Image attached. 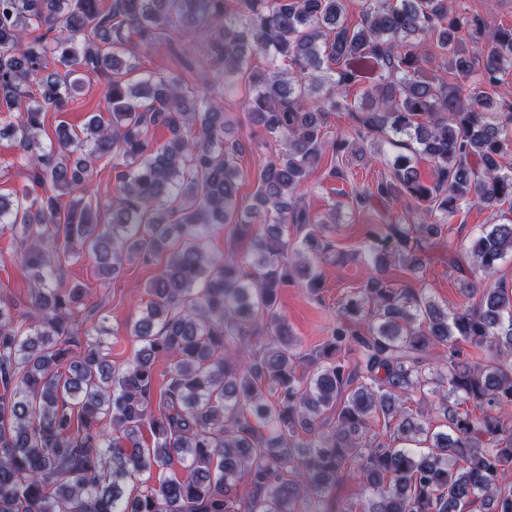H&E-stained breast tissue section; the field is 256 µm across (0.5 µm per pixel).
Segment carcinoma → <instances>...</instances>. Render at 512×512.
<instances>
[{
    "label": "carcinoma",
    "instance_id": "1",
    "mask_svg": "<svg viewBox=\"0 0 512 512\" xmlns=\"http://www.w3.org/2000/svg\"><path fill=\"white\" fill-rule=\"evenodd\" d=\"M345 12L346 0H0V138L26 171L20 193L0 194V224L36 285L24 310L0 299V512H512V285L490 281L512 256V224L486 225L467 265L448 259L460 308L371 276L311 353L278 308L281 289L321 285L319 234L336 213L310 212L296 191L328 149L330 177L370 137L406 149L352 195L358 210L414 206L375 225L363 244L374 265L416 270L463 203L512 206V100L497 96L512 26L448 0H365L353 27ZM197 33L224 93L244 84L249 122L278 146L250 206L221 103L142 72L139 52L174 36L192 52ZM430 39L467 92L425 74ZM257 55L269 65L253 66ZM85 77L104 82L110 119L44 143L46 112L67 111ZM334 112L354 115L353 136L328 137ZM104 158L116 186L102 220ZM226 227L232 246L210 252ZM62 253L89 254L99 281L163 261L128 324V362L91 340L103 333L91 314L74 319L88 286L55 285ZM160 357L169 379L154 407ZM434 396L435 427L408 407ZM141 477L148 486L127 494ZM342 479L355 496H331Z\"/></svg>",
    "mask_w": 512,
    "mask_h": 512
}]
</instances>
